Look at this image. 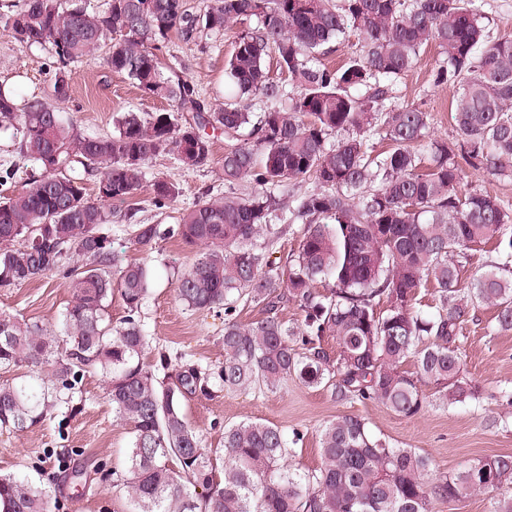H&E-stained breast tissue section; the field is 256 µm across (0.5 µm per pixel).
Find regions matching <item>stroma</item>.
I'll return each mask as SVG.
<instances>
[{
  "label": "stroma",
  "mask_w": 512,
  "mask_h": 512,
  "mask_svg": "<svg viewBox=\"0 0 512 512\" xmlns=\"http://www.w3.org/2000/svg\"><path fill=\"white\" fill-rule=\"evenodd\" d=\"M234 40L231 30L196 44L174 38L161 58L170 76L193 81L202 100L218 103L224 99V62ZM438 57L437 47L422 49L417 62L396 82L393 101L430 113V137L451 142L456 132L449 117L450 103L457 90L434 86L432 72ZM50 61L49 50L39 46L22 49L0 34V83L12 85L18 98L41 95ZM166 106V101L130 87L122 75L109 71L95 58L75 67L72 96L59 109L81 132L93 135L114 132L113 121L121 113L155 112ZM7 168L12 175L0 183V198L28 188L37 173L20 155L11 134L1 131L0 172ZM151 170L179 187L174 206L157 209L146 187L127 202L112 206L114 244L124 245L126 260L147 263L153 272L142 305V321L149 336L143 362L155 370L161 356L174 360L183 355L205 367L220 365L224 360L223 318L189 310L174 296L176 275L196 260L197 248L165 238L146 255L129 246L126 232L131 224L178 223L182 210L201 197H222L219 166L214 163L188 170L165 156L153 161ZM69 300L67 283L59 275L17 288H0V312L39 322L54 331L60 328L59 318ZM494 315L493 308L476 306L460 342L468 376L492 393L479 404L441 407L432 385L426 383L421 387L427 398L424 410L405 418L376 402H334L327 387L294 378L274 393L251 389L237 394L218 391L210 398L195 395L186 401L184 411L207 448L222 447L225 426L248 419L277 425L289 433L300 432L302 439L290 462L306 470L321 462L323 425L344 413L363 418L372 434L430 457L439 473L456 471L478 457L512 454V406L494 397L495 392L512 390V331H489ZM130 439L129 427L113 416L101 373H88L74 393L57 401L39 423L20 430L0 427V474L30 478L49 487L55 512H128L125 497L113 486V474L124 467Z\"/></svg>",
  "instance_id": "1"
}]
</instances>
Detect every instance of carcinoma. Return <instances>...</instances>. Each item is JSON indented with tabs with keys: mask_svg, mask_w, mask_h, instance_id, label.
<instances>
[{
	"mask_svg": "<svg viewBox=\"0 0 512 512\" xmlns=\"http://www.w3.org/2000/svg\"><path fill=\"white\" fill-rule=\"evenodd\" d=\"M3 7L0 31L21 47H50L53 61L43 96L22 108L0 87V129L12 131L40 170L28 189L0 202V288L67 279L72 300L61 333L72 345L61 348L41 324L0 313V369L27 363L52 381L40 393L1 382V426L36 422L61 392L98 371L132 434L113 481L131 512H433L437 501L471 495L489 496L492 512H512V495L498 494L512 485L511 454L436 474L416 449L340 414L321 429L320 465L301 472L288 467L299 433L243 421L224 427V448L213 452L184 412L188 397L212 386L272 392L294 377L328 384L337 401L377 402L406 418L423 408L422 383L448 407L481 401L457 342L477 303L496 308L491 330H512V210L486 192L462 193L459 160L512 177V38L489 37L480 0H211L202 13L186 0H108L101 11L85 0ZM253 17L256 26L238 33L224 64V105L205 103L193 82L166 73L160 54L171 35L195 43ZM349 31L361 36L362 53L325 67L320 57ZM109 38L103 65L172 110L124 112L116 132L85 135L58 104L71 98L72 66ZM429 43L440 55L434 84L459 89L456 145L424 144L430 113L389 103V90ZM271 53L297 91L285 107L254 112L247 101L285 96L266 70ZM208 128L224 135V196L196 202L163 230L136 224L130 242L145 253L165 236L200 248L175 292L193 311L224 310V363L186 361L171 375L163 357L160 376L142 362L149 272L113 248L109 205L146 181L156 208L173 205L179 188L160 175L146 180L150 164L171 155L188 170L211 165ZM376 136L389 149L374 152ZM93 174L94 200L83 191ZM293 181L313 188L290 196ZM287 212L305 224L284 275L259 239L285 234ZM489 244L498 262L462 282ZM318 279L324 294L313 288ZM423 285L438 297L432 313L416 306ZM115 291L127 311L117 325L106 321ZM284 299L303 313L296 327L278 316ZM251 302L264 304L266 316L243 323L235 313ZM325 336L336 340L334 357ZM409 360L412 372L403 369ZM483 469L493 480L478 476ZM52 508L49 489L0 475V512Z\"/></svg>",
	"mask_w": 512,
	"mask_h": 512,
	"instance_id": "1",
	"label": "carcinoma"
}]
</instances>
